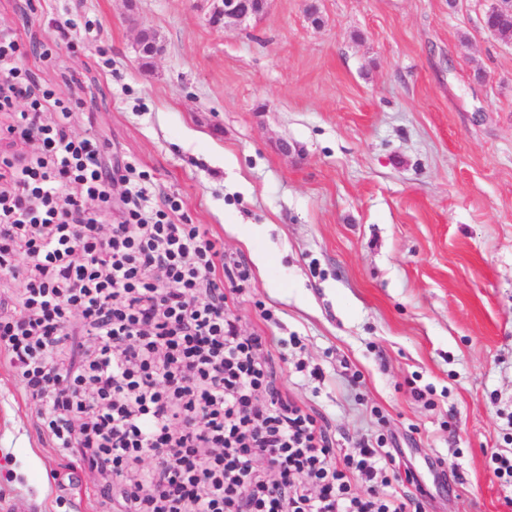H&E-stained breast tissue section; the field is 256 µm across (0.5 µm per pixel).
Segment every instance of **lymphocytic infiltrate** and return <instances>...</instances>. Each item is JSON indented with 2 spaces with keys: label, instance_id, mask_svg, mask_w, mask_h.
I'll return each mask as SVG.
<instances>
[{
  "label": "lymphocytic infiltrate",
  "instance_id": "1",
  "mask_svg": "<svg viewBox=\"0 0 512 512\" xmlns=\"http://www.w3.org/2000/svg\"><path fill=\"white\" fill-rule=\"evenodd\" d=\"M25 54L0 34V116L38 144L0 153V280L20 285L0 298V359L50 447L82 449L124 512H411L385 438L336 459L275 388L266 337L226 308L218 239L178 223L181 200L147 171L73 135L68 104L33 96Z\"/></svg>",
  "mask_w": 512,
  "mask_h": 512
}]
</instances>
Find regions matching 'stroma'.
I'll return each instance as SVG.
<instances>
[{
  "instance_id": "obj_1",
  "label": "stroma",
  "mask_w": 512,
  "mask_h": 512,
  "mask_svg": "<svg viewBox=\"0 0 512 512\" xmlns=\"http://www.w3.org/2000/svg\"><path fill=\"white\" fill-rule=\"evenodd\" d=\"M490 3L269 0L223 27L216 0H0L75 133L223 242L277 388L336 457L391 439L422 512H512V42ZM4 456L0 512H110L97 473L59 496L80 454L41 440L0 362Z\"/></svg>"
}]
</instances>
